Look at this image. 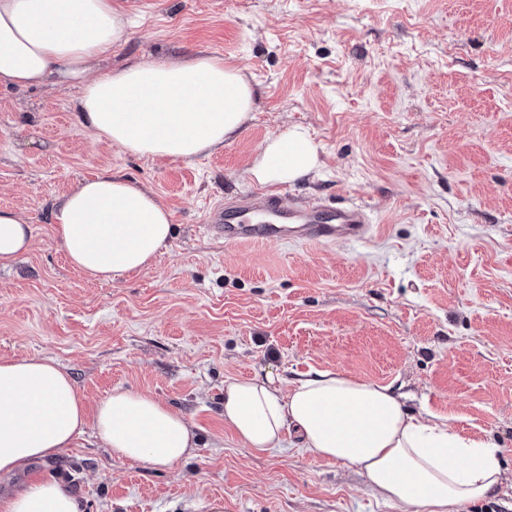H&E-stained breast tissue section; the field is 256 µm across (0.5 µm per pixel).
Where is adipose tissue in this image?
Returning a JSON list of instances; mask_svg holds the SVG:
<instances>
[{"label": "adipose tissue", "instance_id": "obj_1", "mask_svg": "<svg viewBox=\"0 0 512 512\" xmlns=\"http://www.w3.org/2000/svg\"><path fill=\"white\" fill-rule=\"evenodd\" d=\"M131 34V18L112 0H0V87L75 85L78 120L141 157L192 160L241 132L253 89L221 58L141 62L90 77L91 62ZM318 165L311 136L293 127L266 140L251 174L284 184ZM53 224L69 262L98 281L149 268L173 231L153 192L108 171L78 183ZM30 241V225L0 209V266ZM224 419L250 450L280 447L288 430L298 431L314 458L358 468L375 495L403 512H458L502 481L494 443L412 414L393 385L342 371L308 372L286 391L267 374L225 381ZM89 427L112 459L150 467L176 465L199 441L185 415L151 395L116 387L91 412L53 359L0 360V473L59 454ZM0 512H78V502L47 478L1 500Z\"/></svg>", "mask_w": 512, "mask_h": 512}]
</instances>
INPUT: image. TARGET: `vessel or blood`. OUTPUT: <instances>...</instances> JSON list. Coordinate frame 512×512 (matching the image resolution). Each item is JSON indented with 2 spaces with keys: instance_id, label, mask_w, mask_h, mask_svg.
<instances>
[{
  "instance_id": "1",
  "label": "vessel or blood",
  "mask_w": 512,
  "mask_h": 512,
  "mask_svg": "<svg viewBox=\"0 0 512 512\" xmlns=\"http://www.w3.org/2000/svg\"><path fill=\"white\" fill-rule=\"evenodd\" d=\"M207 234L228 244L284 242L313 244L358 242L370 231L366 206L324 203L284 207L276 190L251 191L212 207L205 218Z\"/></svg>"
}]
</instances>
